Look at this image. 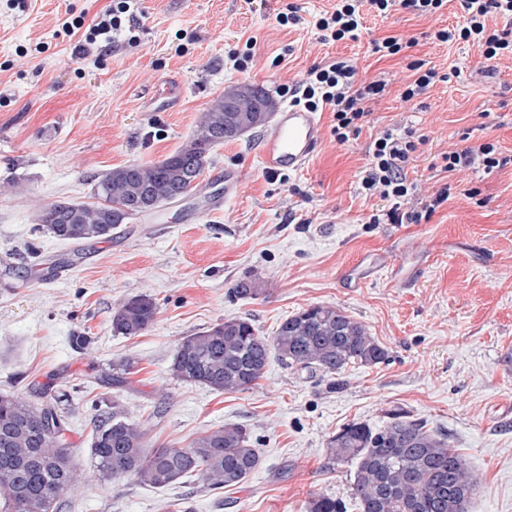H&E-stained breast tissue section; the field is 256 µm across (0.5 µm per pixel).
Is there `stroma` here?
Segmentation results:
<instances>
[{
	"label": "stroma",
	"mask_w": 512,
	"mask_h": 512,
	"mask_svg": "<svg viewBox=\"0 0 512 512\" xmlns=\"http://www.w3.org/2000/svg\"><path fill=\"white\" fill-rule=\"evenodd\" d=\"M110 0H0V392L26 395L52 382L71 396L69 437L81 480L70 512H306L325 494L360 512L354 469L326 463V441L343 425L383 426L401 410L447 433L481 479L469 512H512V164L492 173H447L444 154L483 142L512 157V59L479 74L481 51L426 39L461 23L459 0L440 14H365L358 39L322 43L310 20L336 0H139L135 40L79 59L57 39L60 20L93 18ZM296 7L295 26L278 13ZM417 38L411 55L441 73L418 101L402 102V57L377 58L373 40ZM254 40L238 71L233 54ZM352 59L360 79H384L360 136L338 145L333 114L321 112L322 141L297 171L266 172L258 129L211 149L196 191L152 219L119 225L110 238L73 244L39 225L42 206L90 203L112 168L157 162L178 149L200 112L225 88L250 83L279 98L312 66ZM412 131L406 168L421 209L449 183L448 202L416 224H376L388 209L361 186L368 149L381 132ZM243 185L224 196V171ZM473 197H466V190ZM224 199L207 210L202 197ZM392 257L360 286L348 273L373 255ZM256 275L268 291L234 297ZM146 294L159 309L141 335L115 333L112 314ZM314 304L341 309L388 352L377 365L352 364L339 385L285 368L270 357L258 384L217 393L170 374L183 337L233 318L260 335ZM91 337L87 349L73 339ZM129 360L130 385L99 382L101 369ZM150 417L152 446L183 447L225 425L244 427L261 456L240 484L216 495L186 479L153 488L103 480L90 453L93 400Z\"/></svg>",
	"instance_id": "stroma-1"
}]
</instances>
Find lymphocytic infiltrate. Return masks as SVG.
<instances>
[{"instance_id": "f902f5d3", "label": "lymphocytic infiltrate", "mask_w": 512, "mask_h": 512, "mask_svg": "<svg viewBox=\"0 0 512 512\" xmlns=\"http://www.w3.org/2000/svg\"><path fill=\"white\" fill-rule=\"evenodd\" d=\"M463 21L453 27H442L430 32L429 37L440 43L467 42L477 45L486 68H493L499 60L512 58V0H460ZM446 0H336L332 9L314 16L311 24L321 41L354 40L362 26V11L379 16L402 10L416 16H434L444 7ZM136 0H112L111 4L91 21L83 18L64 20L56 31L62 40L72 43L77 57H86L91 49L109 50L112 40L125 33V19L132 16ZM499 16L506 20L503 29L489 27L488 19ZM406 42L394 37L373 41L371 51L379 57L405 54L406 68L411 73L400 93L405 102H413L424 95L438 74L426 61L406 55ZM357 67L348 58L339 57L326 64L311 67L304 78L282 87L294 106L312 112L330 111L333 114V134L338 144L344 145L359 137L373 103L382 99L387 91L385 80L361 82ZM416 144L408 136L385 131L375 138L369 150V163L362 179L367 194L380 195L389 201L386 212L388 223L416 224L423 214L435 212L451 195L450 185H443L423 205L422 211H403L402 203L410 195L413 185L407 180L406 167ZM445 172L451 173L482 167L484 173L507 165L508 160L498 157L493 143L484 142L443 157Z\"/></svg>"}]
</instances>
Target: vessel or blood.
I'll return each mask as SVG.
<instances>
[{"mask_svg":"<svg viewBox=\"0 0 512 512\" xmlns=\"http://www.w3.org/2000/svg\"><path fill=\"white\" fill-rule=\"evenodd\" d=\"M321 139L322 125L317 113L296 106L285 107L261 146L266 172L303 168L314 156Z\"/></svg>","mask_w":512,"mask_h":512,"instance_id":"vessel-or-blood-1","label":"vessel or blood"}]
</instances>
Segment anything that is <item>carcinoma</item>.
Instances as JSON below:
<instances>
[{"instance_id": "cac0c4a2", "label": "carcinoma", "mask_w": 512, "mask_h": 512, "mask_svg": "<svg viewBox=\"0 0 512 512\" xmlns=\"http://www.w3.org/2000/svg\"><path fill=\"white\" fill-rule=\"evenodd\" d=\"M277 101L266 91L243 94L225 104L219 97L200 113L196 128L215 137L191 136L157 162L130 164L107 172L95 185L96 202L79 204L78 224L52 217L53 205L40 210V221L63 241L112 236L114 224L101 220L121 211L124 220L143 218L137 199L146 191L164 197L188 186L187 173L204 171L208 151L266 126ZM267 292L258 276L239 281L234 294L255 299ZM158 306L146 295L121 299L112 315L114 331L140 335L156 320ZM296 371L333 377L352 363L375 365L387 351L368 329L343 311L311 305L281 322L271 337L260 335L245 318L229 319L206 331L184 337L170 365L171 375L215 392L248 389L262 378L271 353ZM136 373L127 360L112 365L103 382L120 385ZM70 395L51 383L36 385L28 396L0 393V512H60L64 496L75 488L80 472L67 435ZM91 454L103 479L133 478L163 488L196 477L210 491L237 486L260 465L258 449L244 428L226 425L208 430L187 446H150L151 417L137 419L118 401L105 407L95 402ZM355 467L353 498L361 512H468L480 479L452 449L447 434L395 410L380 428L363 423L342 426L327 440V467ZM307 512H345V504L320 494Z\"/></svg>"}]
</instances>
